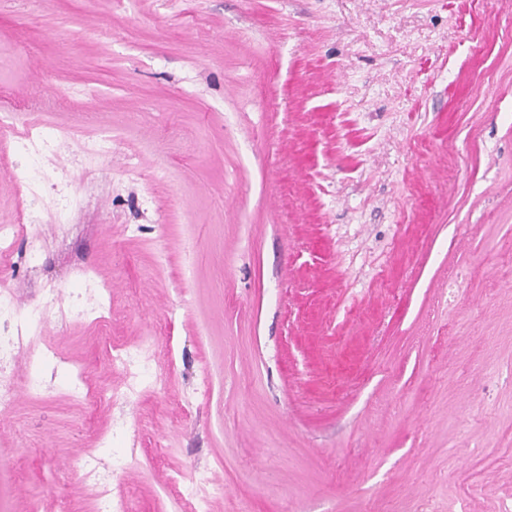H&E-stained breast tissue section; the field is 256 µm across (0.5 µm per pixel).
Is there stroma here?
<instances>
[{
	"mask_svg": "<svg viewBox=\"0 0 512 512\" xmlns=\"http://www.w3.org/2000/svg\"><path fill=\"white\" fill-rule=\"evenodd\" d=\"M1 112L66 132L0 145V223L46 241L17 306L81 299L44 341L91 390L107 327L167 386L57 370L0 415V512H95L73 473L116 419L134 512L176 475L215 512H512V0H0ZM57 140V135L47 131L46 127L34 134H20L12 114H0V142L11 143L18 154L28 157L30 161L36 162L40 155L54 149ZM172 481L178 485L177 499L190 505L191 512H211L213 504L223 499L224 485L218 482H183L177 478Z\"/></svg>",
	"mask_w": 512,
	"mask_h": 512,
	"instance_id": "stroma-1",
	"label": "stroma"
}]
</instances>
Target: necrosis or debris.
Masks as SVG:
<instances>
[{"instance_id": "4bbe7bcc", "label": "necrosis or debris", "mask_w": 512, "mask_h": 512, "mask_svg": "<svg viewBox=\"0 0 512 512\" xmlns=\"http://www.w3.org/2000/svg\"><path fill=\"white\" fill-rule=\"evenodd\" d=\"M57 140L56 134L43 128L33 133H18L12 114H0V142L12 144L18 154L30 161H37L40 155L54 149ZM39 227V216L31 210L17 213L10 223L0 224V413L15 405L19 393H26L34 400L41 398L46 390V369L61 361L54 348L41 343L47 321L45 310L37 306L19 312L5 277L12 266L17 240L26 242L30 257L41 253L43 241ZM106 352L112 371L126 374L133 380L132 385L106 394V402H126L138 383L162 384L161 375L154 371L151 358L145 356L141 346L110 344ZM20 365L24 366L25 374L19 378L15 369ZM111 434L124 446L123 452L113 457L111 469L100 468L97 453L92 450L86 454L77 478L95 502L97 512H132L127 503L114 499L111 479L115 473L128 468L130 459L136 457L138 438L122 422L113 423Z\"/></svg>"}]
</instances>
